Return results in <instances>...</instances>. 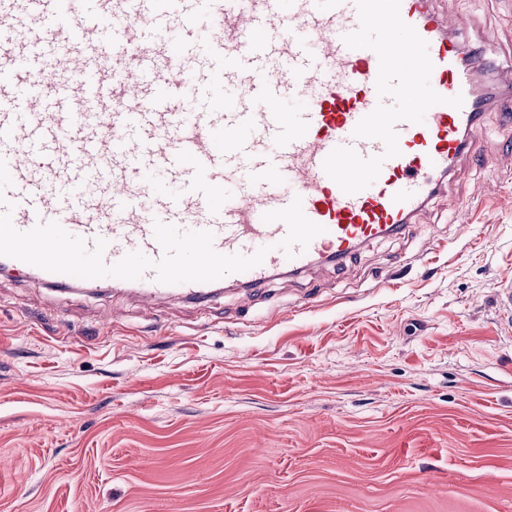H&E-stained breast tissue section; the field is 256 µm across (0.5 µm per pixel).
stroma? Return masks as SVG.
Here are the masks:
<instances>
[{"label": "stroma", "instance_id": "1", "mask_svg": "<svg viewBox=\"0 0 512 512\" xmlns=\"http://www.w3.org/2000/svg\"><path fill=\"white\" fill-rule=\"evenodd\" d=\"M512 58V0H437ZM195 109L228 93L211 43ZM420 233L205 306L0 272V512H512V133Z\"/></svg>", "mask_w": 512, "mask_h": 512}]
</instances>
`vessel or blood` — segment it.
Listing matches in <instances>:
<instances>
[{
	"mask_svg": "<svg viewBox=\"0 0 512 512\" xmlns=\"http://www.w3.org/2000/svg\"><path fill=\"white\" fill-rule=\"evenodd\" d=\"M98 7L111 9L120 35L108 68L75 60L74 43L95 47L101 39L99 19L81 0H0V28L16 35L0 54V70L19 58L31 64L23 95L0 82V158L13 179L6 196L18 230L55 221L87 244L104 239L108 264L133 251L161 258L159 220L211 231L224 255L268 247L245 273L255 293L286 267L344 265L366 242L413 226L461 159L482 157L485 113L512 104V68L497 70V84L479 92V75L494 63L457 37L463 16L441 13L435 0H400L403 21L428 44L430 84L445 101L423 122H399V156L385 161L371 186L347 194L323 169L328 154L339 146L365 158L384 150L382 141L354 135L379 102L376 53L343 41L359 27L356 0H292L287 12L280 0H181L171 31L162 26L165 0H100ZM202 19L236 101L221 112L188 114L154 97L145 80L158 77L182 95L198 89L199 76L155 45L187 41ZM306 36L316 51H301ZM71 67L89 78L90 93L58 112L39 88L53 71ZM456 95L462 107L447 105ZM294 98L304 101L303 111L286 109ZM152 174L162 186L149 182ZM297 197L324 231L290 259L276 247L286 225L262 216ZM0 264L51 288L83 284L11 257ZM133 285L147 305L178 295L202 306L221 283L162 284L149 269Z\"/></svg>",
	"mask_w": 512,
	"mask_h": 512,
	"instance_id": "obj_1",
	"label": "vessel or blood"
}]
</instances>
